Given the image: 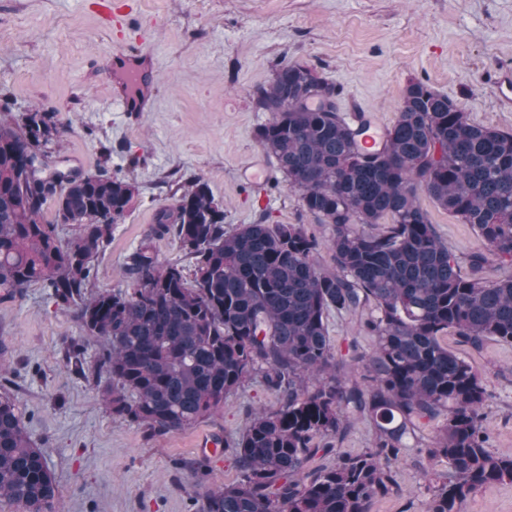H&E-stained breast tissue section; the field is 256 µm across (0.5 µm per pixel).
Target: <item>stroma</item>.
Returning a JSON list of instances; mask_svg holds the SVG:
<instances>
[{
	"label": "stroma",
	"instance_id": "35a3bbf8",
	"mask_svg": "<svg viewBox=\"0 0 512 512\" xmlns=\"http://www.w3.org/2000/svg\"><path fill=\"white\" fill-rule=\"evenodd\" d=\"M138 40L119 44L99 20L95 0H0V87L14 115L39 107L64 127L62 167L85 173L106 165L132 178L137 191L112 227L89 290L126 285L127 256L150 242L159 259L188 265L171 236L155 233L184 185L204 179L224 205V225L302 224L320 240L330 229L289 190L274 158L255 140L269 115L253 94L285 64L309 67L340 87L341 109L357 106L386 130L408 81L453 99L485 126L512 132L494 76L512 66V0H137ZM126 47L145 51L154 71L150 109L123 112L107 82L92 76L95 59ZM267 167L260 184L247 168ZM419 204L456 255L481 250L471 225L427 195ZM83 347L81 358L71 345ZM448 345L485 378L489 447L512 456V345L481 351ZM100 345L80 331L50 289L0 297V392L11 393L31 441L52 472L62 512H204L208 489L235 482L234 443L252 413L278 406L254 378L195 425L164 435L113 417L94 366ZM434 423L406 436L395 464L400 492L375 500L370 512H423L420 446ZM222 436L223 452L200 455L196 444Z\"/></svg>",
	"mask_w": 512,
	"mask_h": 512
}]
</instances>
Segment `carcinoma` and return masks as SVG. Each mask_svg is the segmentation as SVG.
Masks as SVG:
<instances>
[{"label": "carcinoma", "instance_id": "obj_1", "mask_svg": "<svg viewBox=\"0 0 512 512\" xmlns=\"http://www.w3.org/2000/svg\"><path fill=\"white\" fill-rule=\"evenodd\" d=\"M336 85L300 65L281 67L255 93L271 118L259 146L276 160L305 210L330 227L332 267L303 224L224 227V207L195 180L161 214L193 262L187 278L143 245L125 264L127 286L86 295L95 261L134 197L135 182L65 169L33 150L53 113L16 118L0 91V290L39 284L103 343L95 364L113 415L157 434L190 427L261 376L280 405L250 419L235 443L238 481L206 493V512H370L398 493L393 465L404 437L439 421L418 452L424 512H461L481 488L512 481V456L489 450L485 379L448 347L512 344V132L471 120L449 97L409 82L396 118L372 151L370 126L323 109ZM425 193L471 225L484 247L462 258L438 238L418 203ZM54 220L46 222L47 206ZM74 227L60 242L57 225ZM359 318L372 353L334 349L330 311ZM370 419L373 447L341 451L350 424ZM332 464L310 467L317 456ZM42 451L29 441L14 397L0 394V502L22 512H58Z\"/></svg>", "mask_w": 512, "mask_h": 512}]
</instances>
